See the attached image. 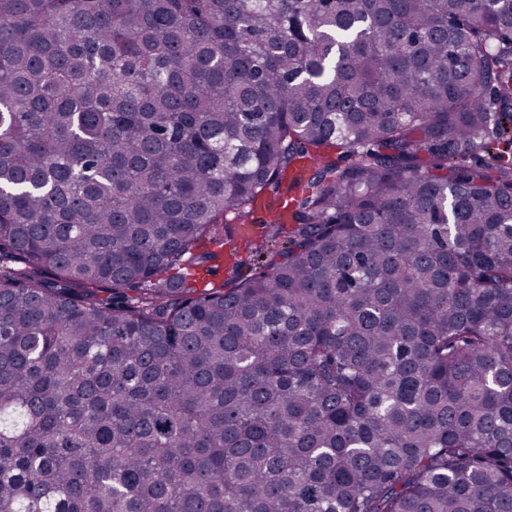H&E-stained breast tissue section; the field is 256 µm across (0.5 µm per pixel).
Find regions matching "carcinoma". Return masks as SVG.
<instances>
[{"label":"carcinoma","instance_id":"obj_1","mask_svg":"<svg viewBox=\"0 0 512 512\" xmlns=\"http://www.w3.org/2000/svg\"><path fill=\"white\" fill-rule=\"evenodd\" d=\"M501 140L512 0H0V512H512ZM200 261V259L193 258L188 262L190 267L189 272L194 275L190 277L189 286L193 285L197 288H204L205 284L208 282H213L216 286L224 282V265L220 260H212L209 263H204V265L199 266ZM207 266L212 268L214 272H212L211 275L199 274L201 269H204Z\"/></svg>","mask_w":512,"mask_h":512}]
</instances>
